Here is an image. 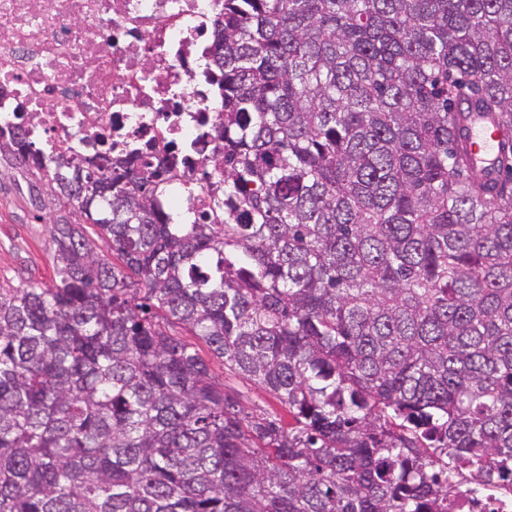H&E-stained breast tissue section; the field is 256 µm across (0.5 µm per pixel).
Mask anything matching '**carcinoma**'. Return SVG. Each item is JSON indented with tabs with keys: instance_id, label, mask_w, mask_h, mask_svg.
<instances>
[{
	"instance_id": "cac0c4a2",
	"label": "carcinoma",
	"mask_w": 512,
	"mask_h": 512,
	"mask_svg": "<svg viewBox=\"0 0 512 512\" xmlns=\"http://www.w3.org/2000/svg\"><path fill=\"white\" fill-rule=\"evenodd\" d=\"M214 26L188 223L167 166L0 126L31 205L72 207L52 285L0 288V512H440L455 477L508 478L512 0H224ZM465 98L508 140L497 179ZM463 123L461 143L465 160L472 167L488 168L493 177L503 149V136L490 127L489 120L477 111H470ZM183 335L182 337L187 342L194 344L199 355L206 361L213 378L217 382H224V388L239 398V402L246 412L253 413L261 410L271 415H277L282 420L283 425L288 426V421H291V418L276 398L248 380L224 369L223 361L216 358L208 346L195 336H190L186 332H183Z\"/></svg>"
}]
</instances>
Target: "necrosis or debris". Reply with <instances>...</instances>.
<instances>
[{"instance_id": "necrosis-or-debris-1", "label": "necrosis or debris", "mask_w": 512, "mask_h": 512, "mask_svg": "<svg viewBox=\"0 0 512 512\" xmlns=\"http://www.w3.org/2000/svg\"><path fill=\"white\" fill-rule=\"evenodd\" d=\"M224 0H0V125L51 154L167 161L164 208L204 211L218 145L205 53Z\"/></svg>"}]
</instances>
